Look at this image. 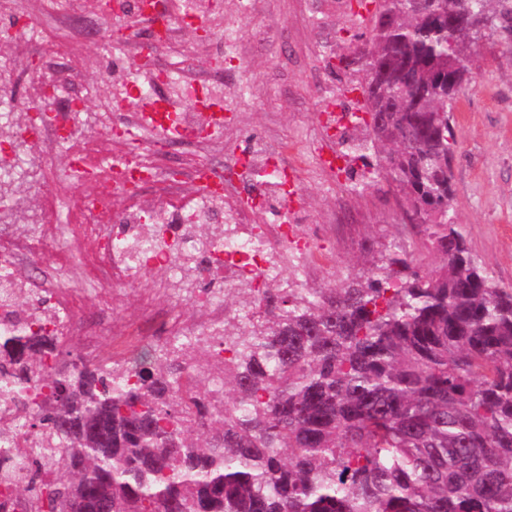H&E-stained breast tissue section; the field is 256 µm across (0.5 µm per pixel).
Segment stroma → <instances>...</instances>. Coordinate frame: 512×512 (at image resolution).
Returning <instances> with one entry per match:
<instances>
[{
	"instance_id": "stroma-1",
	"label": "stroma",
	"mask_w": 512,
	"mask_h": 512,
	"mask_svg": "<svg viewBox=\"0 0 512 512\" xmlns=\"http://www.w3.org/2000/svg\"><path fill=\"white\" fill-rule=\"evenodd\" d=\"M307 2L262 0L254 17L241 21L239 56L253 87L224 140L242 145L269 134L294 140L318 133L321 92L346 77L337 66L322 65V46L342 40L361 48L366 40L360 29L338 24L333 13L308 11ZM144 50L157 66L175 69V82L194 77L174 48L156 43L145 28L125 56L127 65ZM471 68L475 81L462 87L452 114L460 137L452 162L458 217L474 255L512 286V45L483 40ZM300 206L306 213L301 231L323 256L304 277V287L366 277L396 240L426 265L438 260L426 238L404 227L394 193L332 188L309 175Z\"/></svg>"
}]
</instances>
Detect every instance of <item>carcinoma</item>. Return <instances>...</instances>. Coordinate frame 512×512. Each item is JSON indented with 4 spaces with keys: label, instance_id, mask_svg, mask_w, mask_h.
Instances as JSON below:
<instances>
[{
    "label": "carcinoma",
    "instance_id": "carcinoma-1",
    "mask_svg": "<svg viewBox=\"0 0 512 512\" xmlns=\"http://www.w3.org/2000/svg\"><path fill=\"white\" fill-rule=\"evenodd\" d=\"M366 136L402 217L440 261L391 250L364 280L262 295L202 347L156 344L111 372L52 336L0 335V376L25 427L58 444L4 496L42 512H512V286L474 256L456 220L450 119L470 73L471 21L512 42V0H370ZM231 356L223 358L218 347ZM193 374L190 387L184 375Z\"/></svg>",
    "mask_w": 512,
    "mask_h": 512
}]
</instances>
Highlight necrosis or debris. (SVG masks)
Returning a JSON list of instances; mask_svg holds the SVG:
<instances>
[{
  "instance_id": "obj_1",
  "label": "necrosis or debris",
  "mask_w": 512,
  "mask_h": 512,
  "mask_svg": "<svg viewBox=\"0 0 512 512\" xmlns=\"http://www.w3.org/2000/svg\"><path fill=\"white\" fill-rule=\"evenodd\" d=\"M211 6V0H175L171 22L162 29L164 42L192 31ZM43 13L72 32L98 34L107 59L130 48L132 30L144 20L127 0H84L78 9L73 0H43ZM224 30L223 57L207 63L204 78L186 83V105L174 120L180 132L169 136L154 125L122 119L131 102L164 100L171 80L167 69H156L146 87L139 69L110 74L113 98L103 102L97 86L83 84V60L63 40L42 35L34 68L0 54V124L17 128L16 137L0 138V187L12 183L24 160L41 170L44 199L38 223L25 235L0 229V335L40 330L57 337L60 346L79 345L83 363L109 370L126 366L143 346L222 332L224 298L218 290L225 266L262 291L283 273L269 260L275 244L295 261L294 276L304 275L312 248L300 233V208L284 176L300 181L313 170L341 183L356 159L332 142L354 132L350 113L366 116L364 99L353 82L325 90L319 137L297 149L269 138L246 148L225 145L223 186L200 187L197 169L169 163L168 151L193 147L221 113L238 111L249 73L238 61L237 22H226ZM20 80L37 86V95L13 98L5 86ZM18 111L39 116L37 127L15 124ZM187 183L195 185L194 195L184 193ZM260 210L272 214L271 223L255 222ZM217 214L224 222L214 236L193 232V225ZM38 259L47 263L45 276H20V267ZM172 277L197 282L189 297L191 314H182L178 300L170 299ZM127 286L140 289L138 316L101 338V324L81 321L78 313L93 296L101 313L109 314ZM163 297L168 305H160ZM26 412L22 402L0 396V428L14 429L7 445L20 473L41 446L38 435L18 425Z\"/></svg>"
}]
</instances>
